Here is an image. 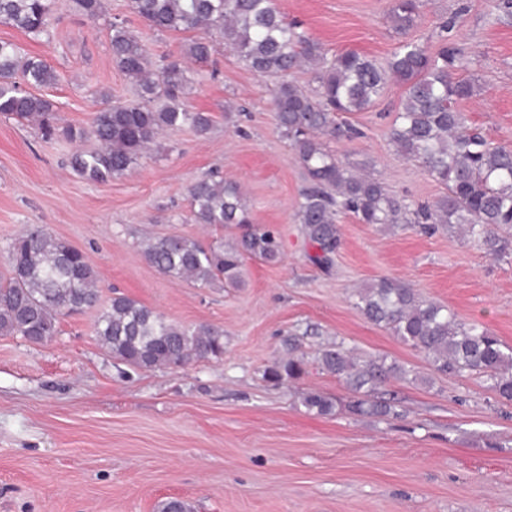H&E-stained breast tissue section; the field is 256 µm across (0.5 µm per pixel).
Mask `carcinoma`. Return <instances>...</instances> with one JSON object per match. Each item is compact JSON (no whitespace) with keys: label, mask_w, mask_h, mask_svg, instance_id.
<instances>
[{"label":"carcinoma","mask_w":512,"mask_h":512,"mask_svg":"<svg viewBox=\"0 0 512 512\" xmlns=\"http://www.w3.org/2000/svg\"><path fill=\"white\" fill-rule=\"evenodd\" d=\"M75 4L91 21L105 12L104 0ZM418 8V0H389L386 19L404 33L413 27ZM131 9L154 31L203 35L186 39L180 57L155 69L139 35L113 21L112 60L136 88L137 100L94 113L86 127L55 126L53 104L22 85L52 86L59 81L57 71L40 58L23 55L19 45L0 41V115L35 122L45 138L60 131L72 141L94 142L95 148L71 156L70 168L79 177L105 183L126 174L166 131L188 127L206 136L214 124L211 113L190 109L185 96L197 68L207 65L222 44L273 83L278 128L307 172L297 216L316 250L311 260L332 263L342 214L361 224H417L427 232L456 224L487 256L502 260L512 255V149L488 141L458 108L478 85L474 78L456 76L461 49L455 43L444 39L430 53L401 41L381 66L354 51L327 56L300 24L287 20L276 0H131ZM0 22L33 40L48 41L53 38L52 0H0ZM304 64L316 69L313 95L290 79ZM391 79L403 88L391 144L444 186L445 193L433 204L390 194L382 182L354 170L328 146L330 140L360 135L339 116L369 109ZM189 197L194 223L216 230L234 225L241 234L228 245L222 237L205 243L178 233L141 241L145 260L162 275L200 287L237 288L245 282V260L281 259L276 231L251 224L239 184L210 172L190 185ZM101 282L67 240L44 226H27L8 245L7 274L0 275V335L47 343L57 336L60 317L93 311L98 344L133 368L174 369L224 355L223 330L169 320L125 295L105 302ZM357 297L365 318L421 353L434 374L476 375L499 401L512 403V347L487 328L459 321L447 305L388 277L359 290ZM318 361L358 395L350 405L357 414L393 413L391 405L371 399L390 378L427 381L395 360L357 358L340 345L321 350ZM303 372L304 356L292 355L270 367L268 376L279 382ZM301 403L318 415L333 411L332 401L319 392L304 393ZM157 512H192V507L168 498L158 503Z\"/></svg>","instance_id":"carcinoma-1"}]
</instances>
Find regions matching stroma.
I'll return each instance as SVG.
<instances>
[{
    "instance_id": "35a3bbf8",
    "label": "stroma",
    "mask_w": 512,
    "mask_h": 512,
    "mask_svg": "<svg viewBox=\"0 0 512 512\" xmlns=\"http://www.w3.org/2000/svg\"><path fill=\"white\" fill-rule=\"evenodd\" d=\"M388 2L278 0L328 54L356 51L380 64L402 37L385 19ZM106 6L92 22L72 0H55L49 42L0 23V40L59 73L38 93L54 103L60 125L86 126L107 102L132 99L112 61L114 19L156 58L178 53L186 39L150 30L129 0ZM451 16L455 27L442 35ZM405 37L430 51L445 37L461 47L457 74L477 76L479 91L460 108L489 141L512 149V23L497 20L492 0H422ZM270 86L221 50L187 96L213 115L211 133H166L134 169L103 184L72 172L74 144L0 115V271L11 240L40 224L85 255L103 298L123 294L170 320L224 331L221 360L155 371L113 361L90 313L62 318L42 345L0 336V512H156L169 497L194 512H512V403L476 378L431 376L428 385L379 386L393 415H354L352 392L315 360L340 344L430 376L420 353L356 306L357 289L382 277L411 283L512 346V260L485 256L455 227L427 235L347 214L331 266L313 263L296 217L304 170L277 127ZM401 96L389 85L373 107L349 115L362 137L330 147L369 164L393 195L431 203L442 186L390 143ZM212 171L241 185L253 225L274 228L281 241L280 261L247 260L240 288L170 280L139 247L144 235L172 231L212 239L190 221L187 192ZM293 340L306 354L304 375L269 381L265 370L287 358ZM310 389L334 400L333 414L306 410L299 394Z\"/></svg>"
}]
</instances>
